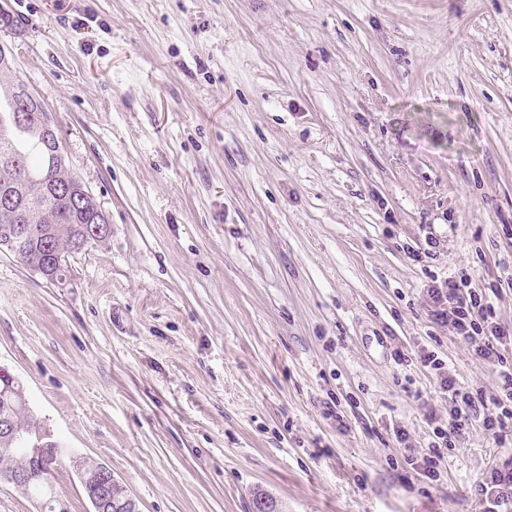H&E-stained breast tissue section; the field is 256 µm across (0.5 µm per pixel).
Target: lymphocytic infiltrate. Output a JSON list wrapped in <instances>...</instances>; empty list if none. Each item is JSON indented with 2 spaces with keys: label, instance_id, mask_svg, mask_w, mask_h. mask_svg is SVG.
Returning a JSON list of instances; mask_svg holds the SVG:
<instances>
[{
  "label": "lymphocytic infiltrate",
  "instance_id": "f902f5d3",
  "mask_svg": "<svg viewBox=\"0 0 512 512\" xmlns=\"http://www.w3.org/2000/svg\"><path fill=\"white\" fill-rule=\"evenodd\" d=\"M506 288H512L511 275L498 279L491 287L476 288L464 272L456 279L431 282L426 290L431 321L449 327L470 344L477 359L494 366L497 377L495 393L487 397L473 394L448 376L437 352L421 351V364L434 371L442 393L448 397V418L440 422L434 414H427L433 437L426 449L408 445L404 432H397L396 439L403 446L405 464L432 484H441L448 451L473 428L491 435L498 446L512 445V361L500 351L512 338V330L500 323L494 305L495 297ZM476 492L483 512H512V456L492 467Z\"/></svg>",
  "mask_w": 512,
  "mask_h": 512
}]
</instances>
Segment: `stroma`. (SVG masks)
<instances>
[{"instance_id":"35a3bbf8","label":"stroma","mask_w":512,"mask_h":512,"mask_svg":"<svg viewBox=\"0 0 512 512\" xmlns=\"http://www.w3.org/2000/svg\"><path fill=\"white\" fill-rule=\"evenodd\" d=\"M1 44L112 226L60 283L0 253L68 512L72 454L139 512H481L512 450L462 436L437 488L394 432L448 417L420 349L496 388L424 286L512 267V0H0Z\"/></svg>"}]
</instances>
